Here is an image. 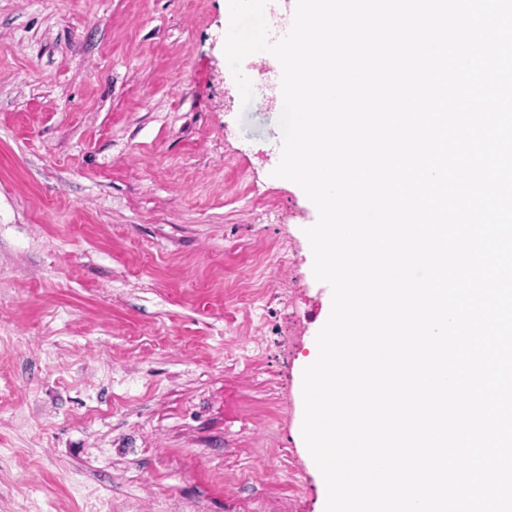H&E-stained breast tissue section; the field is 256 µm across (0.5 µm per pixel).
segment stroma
<instances>
[{
    "label": "stroma",
    "instance_id": "stroma-1",
    "mask_svg": "<svg viewBox=\"0 0 512 512\" xmlns=\"http://www.w3.org/2000/svg\"><path fill=\"white\" fill-rule=\"evenodd\" d=\"M227 0H0V512H318L325 311ZM258 307H249V296Z\"/></svg>",
    "mask_w": 512,
    "mask_h": 512
}]
</instances>
